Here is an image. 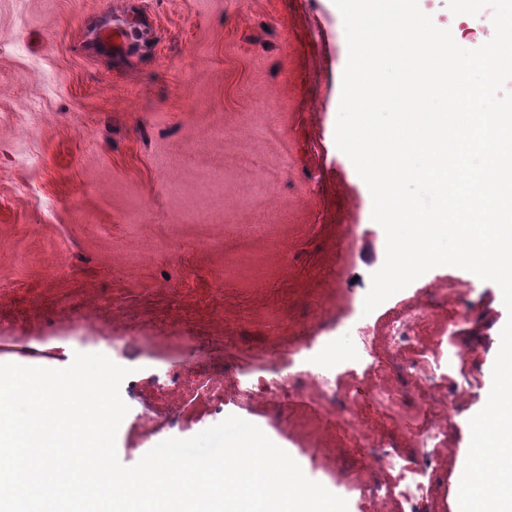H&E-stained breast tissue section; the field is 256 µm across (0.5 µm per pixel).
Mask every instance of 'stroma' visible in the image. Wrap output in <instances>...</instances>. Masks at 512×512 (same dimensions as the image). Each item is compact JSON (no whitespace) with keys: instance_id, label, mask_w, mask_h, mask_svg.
Listing matches in <instances>:
<instances>
[{"instance_id":"stroma-1","label":"stroma","mask_w":512,"mask_h":512,"mask_svg":"<svg viewBox=\"0 0 512 512\" xmlns=\"http://www.w3.org/2000/svg\"><path fill=\"white\" fill-rule=\"evenodd\" d=\"M129 29L119 55L99 27ZM344 25L330 0H0V361L52 369L100 351L129 367L123 465L235 415L263 425L310 476L358 507L348 436L312 392L272 404L241 394L315 320L351 310L372 327L429 291L406 350L467 373L441 447L433 512H456V469L507 309L495 283L430 269L373 312L363 304L384 229L335 144ZM227 130L212 136L215 127ZM109 333L93 347L83 337ZM221 388L224 409L184 377ZM432 410L394 404L379 431L410 443Z\"/></svg>"}]
</instances>
